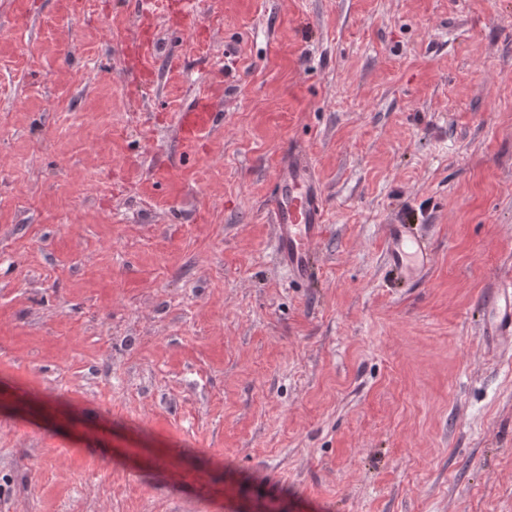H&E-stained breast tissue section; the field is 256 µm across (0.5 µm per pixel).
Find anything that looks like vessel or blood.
Wrapping results in <instances>:
<instances>
[{"instance_id": "b4317fda", "label": "vessel or blood", "mask_w": 512, "mask_h": 512, "mask_svg": "<svg viewBox=\"0 0 512 512\" xmlns=\"http://www.w3.org/2000/svg\"><path fill=\"white\" fill-rule=\"evenodd\" d=\"M212 105L197 95L193 109L179 126V137L192 143L200 125L211 119ZM278 189L272 194L269 214L275 226V254L289 279L308 280L314 275L312 249L323 233L325 198L316 185L308 159L302 152L282 151L277 174ZM387 265L396 279L420 281L429 271L433 253L430 243L413 234L409 225L387 227ZM484 330L500 339L503 349H512V280L500 281L491 299Z\"/></svg>"}]
</instances>
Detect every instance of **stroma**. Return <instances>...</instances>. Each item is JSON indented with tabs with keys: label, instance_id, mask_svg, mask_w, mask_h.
<instances>
[{
	"label": "stroma",
	"instance_id": "35a3bbf8",
	"mask_svg": "<svg viewBox=\"0 0 512 512\" xmlns=\"http://www.w3.org/2000/svg\"><path fill=\"white\" fill-rule=\"evenodd\" d=\"M505 278L512 0H0V512H512ZM211 112L212 105L209 99L203 93H198L193 109L183 116L179 126L181 141L186 144L192 143L200 125L210 121ZM277 179L269 203L276 258L290 280H309L315 269L312 249L323 233L325 198L300 151H282ZM387 262L395 278L420 281L429 271L433 253L430 243L410 231L409 224H387ZM484 330L487 336H500L504 350L512 349V280L500 281L493 292Z\"/></svg>",
	"mask_w": 512,
	"mask_h": 512
}]
</instances>
